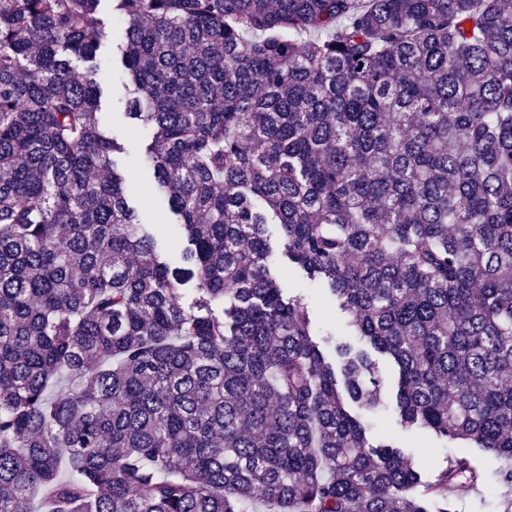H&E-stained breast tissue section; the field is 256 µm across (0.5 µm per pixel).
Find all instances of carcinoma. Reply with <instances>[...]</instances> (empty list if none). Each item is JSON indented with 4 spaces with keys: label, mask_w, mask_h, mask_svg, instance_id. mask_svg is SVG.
<instances>
[{
    "label": "carcinoma",
    "mask_w": 512,
    "mask_h": 512,
    "mask_svg": "<svg viewBox=\"0 0 512 512\" xmlns=\"http://www.w3.org/2000/svg\"><path fill=\"white\" fill-rule=\"evenodd\" d=\"M100 2L0 0V512H448L480 481L368 438L378 366L328 359L269 224L401 427L511 463L512 9L112 0L173 266L101 123ZM268 235L271 243L279 256L278 280L285 294L289 296L302 295L305 297L309 314L314 322L316 331L323 335L331 332L336 336V341H347L357 344L358 336H351L346 325V317L334 302L324 299L315 286L310 285L303 277L302 272L294 268L291 264L288 266V260L280 255V230L277 224H269Z\"/></svg>",
    "instance_id": "cac0c4a2"
}]
</instances>
